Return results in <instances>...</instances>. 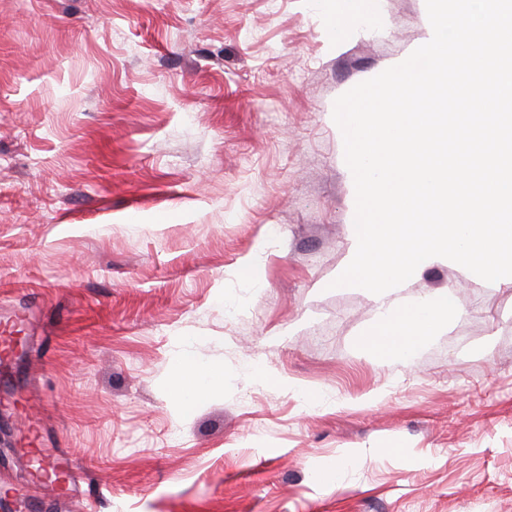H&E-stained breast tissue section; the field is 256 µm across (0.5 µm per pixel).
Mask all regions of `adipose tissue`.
Here are the masks:
<instances>
[{"mask_svg": "<svg viewBox=\"0 0 512 512\" xmlns=\"http://www.w3.org/2000/svg\"><path fill=\"white\" fill-rule=\"evenodd\" d=\"M455 314L453 301L444 295L429 296L399 308L383 304L376 324L366 334L365 344L375 355L406 360L445 328ZM223 386V366L204 364L187 352L176 357L169 389L181 412H191Z\"/></svg>", "mask_w": 512, "mask_h": 512, "instance_id": "adipose-tissue-1", "label": "adipose tissue"}]
</instances>
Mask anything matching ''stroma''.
I'll use <instances>...</instances> for the list:
<instances>
[{
	"mask_svg": "<svg viewBox=\"0 0 512 512\" xmlns=\"http://www.w3.org/2000/svg\"><path fill=\"white\" fill-rule=\"evenodd\" d=\"M333 6L0 0V313L32 302L47 342L0 359L10 512L39 491L27 436L80 464L39 491L57 512H512V288L423 266L387 304L459 313L400 362L363 346L376 294L331 286L355 218L334 102L431 31L425 0H368L335 44ZM185 350L224 389L181 414Z\"/></svg>",
	"mask_w": 512,
	"mask_h": 512,
	"instance_id": "35a3bbf8",
	"label": "stroma"
}]
</instances>
